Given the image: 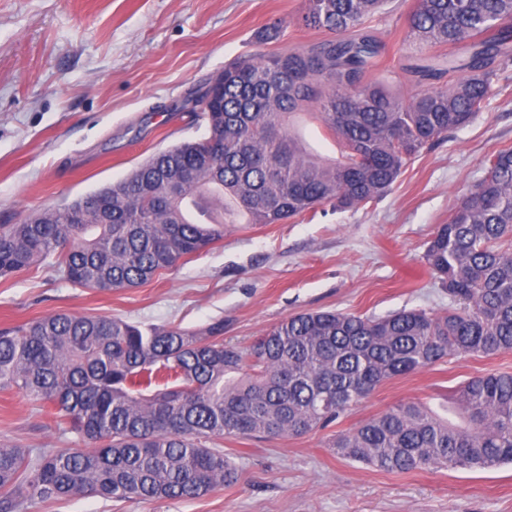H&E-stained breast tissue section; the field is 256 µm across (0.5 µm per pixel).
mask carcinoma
<instances>
[{"instance_id":"obj_1","label":"carcinoma","mask_w":512,"mask_h":512,"mask_svg":"<svg viewBox=\"0 0 512 512\" xmlns=\"http://www.w3.org/2000/svg\"><path fill=\"white\" fill-rule=\"evenodd\" d=\"M385 0H305L306 25L332 39L224 66L191 94L210 136L152 154L109 197L67 223L70 205L0 225V277L52 261L70 282L133 288L224 236L243 214L282 224L330 204L389 193L423 149L490 109L512 80V0H418L408 37L428 50L403 71L414 92L364 82L384 48L370 19ZM313 114L339 140L325 162L292 131ZM454 307L382 318L323 311L289 316L254 344L205 331L141 327L58 313L0 330V388L70 423L74 448L32 454L0 443V512L63 498H196L236 480L226 437L277 439L323 429L383 383L451 357L512 351V148L488 160L425 254ZM454 424L408 402L333 438L346 459L389 473L485 470L512 463V374L459 386Z\"/></svg>"}]
</instances>
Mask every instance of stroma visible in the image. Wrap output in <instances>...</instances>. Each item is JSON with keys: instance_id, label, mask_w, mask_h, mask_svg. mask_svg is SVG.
<instances>
[{"instance_id": "1", "label": "stroma", "mask_w": 512, "mask_h": 512, "mask_svg": "<svg viewBox=\"0 0 512 512\" xmlns=\"http://www.w3.org/2000/svg\"><path fill=\"white\" fill-rule=\"evenodd\" d=\"M416 0H387L372 25L386 43L370 81L411 87L398 68L418 48L407 36ZM304 0H0V225L18 224L126 177L154 152L208 134L190 92L225 64L326 39L301 22ZM279 25L278 40L258 33ZM308 151L333 161L341 146L298 115ZM512 147V86L466 126L422 150L385 196L282 224H228L222 239L135 287L102 290L62 279L49 265L0 278V328L52 313L201 330L224 323L246 347L286 317L336 310L380 318L401 309L448 310L424 259L485 174ZM511 372L512 351L466 355L394 378L329 429L219 442L236 482L193 499L100 497L33 502L27 512H512V464L490 470L386 473L337 455L332 435L397 404L445 413L469 378ZM76 435L39 404L0 389V443L45 451Z\"/></svg>"}]
</instances>
